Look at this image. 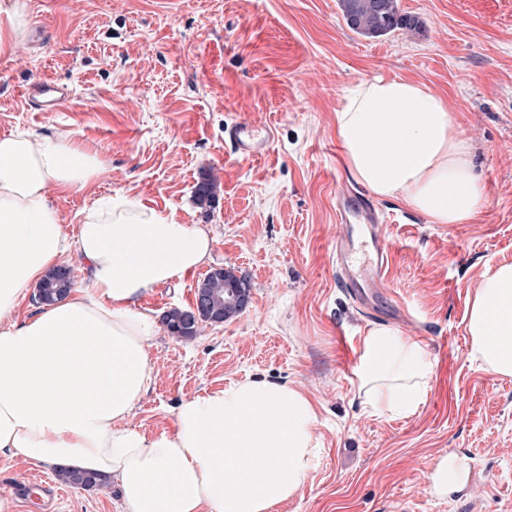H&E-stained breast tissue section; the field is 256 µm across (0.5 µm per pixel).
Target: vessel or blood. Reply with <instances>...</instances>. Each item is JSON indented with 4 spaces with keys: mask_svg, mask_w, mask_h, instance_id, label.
<instances>
[{
    "mask_svg": "<svg viewBox=\"0 0 512 512\" xmlns=\"http://www.w3.org/2000/svg\"><path fill=\"white\" fill-rule=\"evenodd\" d=\"M228 135L236 151L245 158L266 154L273 139L271 128H258L245 121L233 124L228 130ZM336 221L345 225L364 224L369 228L373 246V257L370 262L363 265L355 263L350 234L337 237L333 247L336 277L350 299L362 306L368 303L374 289L383 285L388 258L385 224L373 204L352 192L337 196Z\"/></svg>",
    "mask_w": 512,
    "mask_h": 512,
    "instance_id": "obj_1",
    "label": "vessel or blood"
}]
</instances>
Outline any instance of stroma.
Here are the masks:
<instances>
[{"mask_svg":"<svg viewBox=\"0 0 512 512\" xmlns=\"http://www.w3.org/2000/svg\"><path fill=\"white\" fill-rule=\"evenodd\" d=\"M420 31L370 39L339 0H32L33 34L0 58V134L70 131L98 151L93 183L55 197L68 236L100 196L122 189L214 238L212 259L155 288L143 307L187 308L209 270L245 274L249 306L190 339L159 328L153 382L128 422L174 428L181 400L247 377L286 381L315 405L318 458L277 512H512V377L470 356L466 316L486 263H512V0H398ZM399 76L448 102L475 149L488 202L465 224H434L373 197L393 244L374 311L340 287L331 243L336 194H366L343 165L335 111L350 84ZM67 86L65 110L41 112L34 81ZM270 126L261 157H239L227 127ZM216 200L197 204L202 174ZM392 326L426 348L433 375L412 416L365 409L351 384L358 338ZM444 459L465 473L448 494L430 477ZM50 478V488L29 478ZM14 512H119L114 488L61 483L54 468L0 458Z\"/></svg>","mask_w":512,"mask_h":512,"instance_id":"35a3bbf8","label":"stroma"}]
</instances>
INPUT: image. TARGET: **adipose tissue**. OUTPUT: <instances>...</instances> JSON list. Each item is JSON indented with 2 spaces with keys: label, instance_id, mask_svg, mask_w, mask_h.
<instances>
[{
  "label": "adipose tissue",
  "instance_id": "1",
  "mask_svg": "<svg viewBox=\"0 0 512 512\" xmlns=\"http://www.w3.org/2000/svg\"><path fill=\"white\" fill-rule=\"evenodd\" d=\"M30 0H0V56L30 35ZM348 172L434 224L486 205L473 145L425 86L377 76L348 86L335 112ZM99 153L71 133L0 134V456L114 482L121 512H276L301 490L318 448L317 412L292 385L253 377L181 401L173 432L128 425L153 382L154 288L211 258L206 227L180 224L120 190L84 211L69 238L53 198L96 180ZM77 251L91 285L18 321L32 286ZM471 357L512 376V264H486L467 317ZM424 346L387 325L361 331L351 383L379 414H414L429 389Z\"/></svg>",
  "mask_w": 512,
  "mask_h": 512
}]
</instances>
